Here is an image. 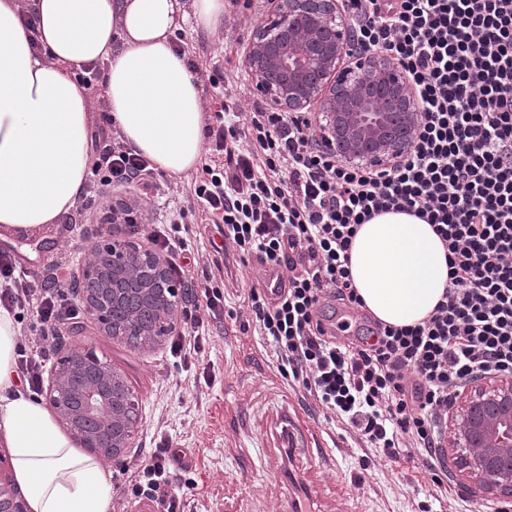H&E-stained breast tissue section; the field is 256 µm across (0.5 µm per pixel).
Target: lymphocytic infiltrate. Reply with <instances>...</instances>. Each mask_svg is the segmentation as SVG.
<instances>
[{"label": "lymphocytic infiltrate", "mask_w": 512, "mask_h": 512, "mask_svg": "<svg viewBox=\"0 0 512 512\" xmlns=\"http://www.w3.org/2000/svg\"><path fill=\"white\" fill-rule=\"evenodd\" d=\"M363 52L402 64L423 120L404 161L384 172L323 153L302 112L236 108L216 91L214 146L192 197L226 243L285 268L277 301L249 288L246 311L277 375L361 447L392 460L418 454L433 486L448 489L440 425L458 391L484 374L512 375V0H344ZM124 185L147 160L104 142L92 176ZM406 212L446 249L449 282L420 324L372 322L357 342L327 332L326 303L361 310L349 251L361 224ZM0 304L29 313L35 336L16 363L38 390L43 347L76 318L70 289L40 288L0 254ZM168 459L143 460L137 487L165 503Z\"/></svg>", "instance_id": "lymphocytic-infiltrate-1"}]
</instances>
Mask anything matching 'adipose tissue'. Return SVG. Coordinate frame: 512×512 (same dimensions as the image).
<instances>
[{
	"mask_svg": "<svg viewBox=\"0 0 512 512\" xmlns=\"http://www.w3.org/2000/svg\"><path fill=\"white\" fill-rule=\"evenodd\" d=\"M179 0H0V237L58 223L80 200L91 131L114 129L155 169L179 179L198 165L208 127L201 85L176 54ZM103 63L98 112L78 78ZM350 270L366 312L421 323L448 284L432 227L384 213L359 227ZM16 311L0 307V438L30 512H109L111 474L77 453L15 372Z\"/></svg>",
	"mask_w": 512,
	"mask_h": 512,
	"instance_id": "adipose-tissue-1",
	"label": "adipose tissue"
}]
</instances>
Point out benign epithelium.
I'll list each match as a JSON object with an SVG mask.
<instances>
[{
    "label": "benign epithelium",
    "mask_w": 512,
    "mask_h": 512,
    "mask_svg": "<svg viewBox=\"0 0 512 512\" xmlns=\"http://www.w3.org/2000/svg\"><path fill=\"white\" fill-rule=\"evenodd\" d=\"M273 4L245 56L260 95L279 112H318L319 146L340 161L382 169L405 158L421 112L395 59L351 52L353 24L338 0ZM186 291L134 235L94 244L79 281L105 335L141 349L180 329ZM480 380L451 415L454 464L467 494L512 497V376ZM43 395L80 447L114 465L136 447L140 397L93 352L62 356ZM0 512H28L12 479L0 478Z\"/></svg>",
    "instance_id": "benign-epithelium-1"
}]
</instances>
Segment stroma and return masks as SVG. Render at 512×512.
Listing matches in <instances>:
<instances>
[{
	"label": "stroma",
	"mask_w": 512,
	"mask_h": 512,
	"mask_svg": "<svg viewBox=\"0 0 512 512\" xmlns=\"http://www.w3.org/2000/svg\"><path fill=\"white\" fill-rule=\"evenodd\" d=\"M269 0H227L225 25L232 45L178 20V33L189 46L191 60L205 61L200 81L233 75L238 99L259 101L257 79L244 65L256 26L267 18ZM194 175L167 178L155 172L148 184L101 186L84 193L81 214H68L43 235L27 239L0 238V254L25 264L36 283L55 287L58 267L68 266L78 278L90 243L96 237L124 236L136 231L149 241L157 226L186 211L205 245L189 264L194 280L209 279L223 296L213 315L204 316L207 337L188 360L174 358L168 344L137 349L104 335L88 315L58 325L59 338L49 345L50 361L73 345L89 349L119 369L142 399L138 448L113 468L111 512H290L300 488L310 490L313 512H423L431 505L432 487L423 458L380 461L368 448L355 447L349 434L314 411L300 392L276 375L248 324L240 298L242 284L260 281L258 261L243 263L239 252L225 246L215 226H202L194 212L190 185ZM127 205L136 226L110 224V207ZM248 275H241V267ZM297 411L315 424L326 444L317 452L287 455L282 447L281 417ZM177 452L172 462L177 493L163 507L135 495L131 472L144 457L163 449Z\"/></svg>",
	"instance_id": "stroma-1"
}]
</instances>
